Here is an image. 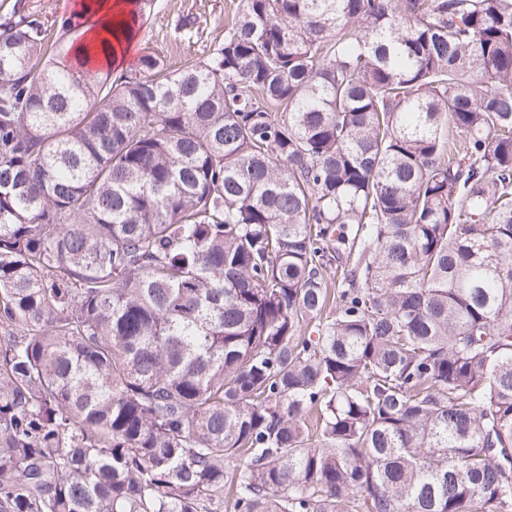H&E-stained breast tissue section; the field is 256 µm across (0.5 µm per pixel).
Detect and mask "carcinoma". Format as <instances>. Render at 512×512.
I'll return each instance as SVG.
<instances>
[{
	"mask_svg": "<svg viewBox=\"0 0 512 512\" xmlns=\"http://www.w3.org/2000/svg\"><path fill=\"white\" fill-rule=\"evenodd\" d=\"M242 2L0 22V512H512V0ZM94 3L89 5V14H83L82 19L85 21L83 24L82 34H85L84 41L95 42L107 35L106 28L115 23L116 20L128 21L130 18V0H94ZM94 16H99L96 21H92ZM242 6L241 0H154L149 18L144 21L138 36L132 43H118L113 51L103 55L61 58L58 62L64 72L72 67L96 66L105 62L124 65L118 70L136 69L139 58L155 53L172 69L189 62L206 58L210 51L224 39V27L228 25Z\"/></svg>",
	"mask_w": 512,
	"mask_h": 512,
	"instance_id": "obj_1",
	"label": "carcinoma"
}]
</instances>
